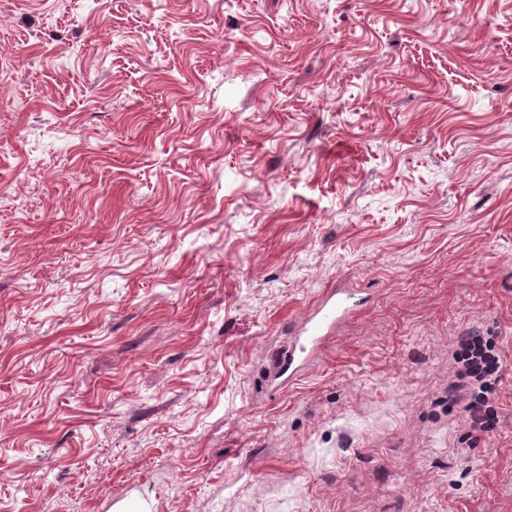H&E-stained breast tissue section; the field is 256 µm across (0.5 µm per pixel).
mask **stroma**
I'll return each mask as SVG.
<instances>
[{
    "instance_id": "obj_1",
    "label": "stroma",
    "mask_w": 512,
    "mask_h": 512,
    "mask_svg": "<svg viewBox=\"0 0 512 512\" xmlns=\"http://www.w3.org/2000/svg\"><path fill=\"white\" fill-rule=\"evenodd\" d=\"M1 471L0 512H512V0H0ZM354 298L353 289L338 283L316 300L304 313L288 349L277 355L278 378L292 383L300 377L327 340L356 317L359 309ZM458 347L457 359L463 363L465 374L481 383V393L473 395L468 407L472 427L475 431L490 432L498 423L497 412L485 395L493 391L496 378L492 377L499 367V359L494 353L495 343L483 336H460Z\"/></svg>"
}]
</instances>
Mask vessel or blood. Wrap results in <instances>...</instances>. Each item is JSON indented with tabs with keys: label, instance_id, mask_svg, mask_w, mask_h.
Masks as SVG:
<instances>
[{
	"label": "vessel or blood",
	"instance_id": "obj_1",
	"mask_svg": "<svg viewBox=\"0 0 512 512\" xmlns=\"http://www.w3.org/2000/svg\"><path fill=\"white\" fill-rule=\"evenodd\" d=\"M358 313L353 289L336 285L326 290L304 313L287 349L277 356L280 378L296 381L325 347L327 340Z\"/></svg>",
	"mask_w": 512,
	"mask_h": 512
}]
</instances>
